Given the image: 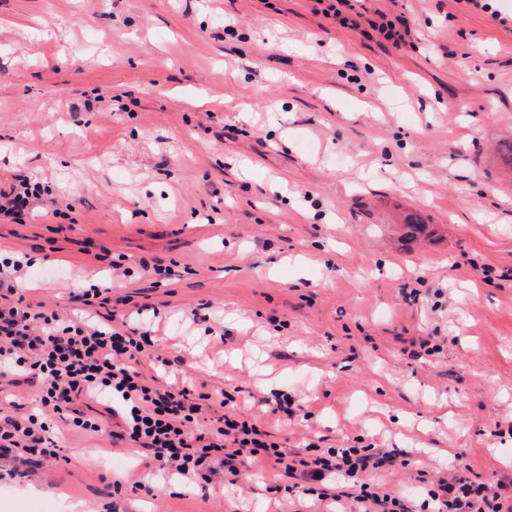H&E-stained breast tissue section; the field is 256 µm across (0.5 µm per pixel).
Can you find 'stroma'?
<instances>
[{
	"label": "stroma",
	"mask_w": 512,
	"mask_h": 512,
	"mask_svg": "<svg viewBox=\"0 0 512 512\" xmlns=\"http://www.w3.org/2000/svg\"><path fill=\"white\" fill-rule=\"evenodd\" d=\"M367 6L411 17V44L316 0H0V183L42 189L0 254L31 257L18 293L64 317L101 277L107 312L155 332L142 365L284 447L358 439L424 470L448 448L512 478V0ZM410 212L429 241L402 239ZM417 336L439 353L411 357ZM59 441L44 465L0 458V512L293 508L270 469L184 483Z\"/></svg>",
	"instance_id": "1"
}]
</instances>
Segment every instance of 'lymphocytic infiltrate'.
<instances>
[{"label": "lymphocytic infiltrate", "instance_id": "f902f5d3", "mask_svg": "<svg viewBox=\"0 0 512 512\" xmlns=\"http://www.w3.org/2000/svg\"><path fill=\"white\" fill-rule=\"evenodd\" d=\"M325 16L341 26L367 28L393 46L408 43L412 29L406 17L358 11L355 0H328ZM20 261L0 259V379L36 385L38 409L32 413L0 412V457L25 464L58 456L57 421L108 437L111 443L135 445L158 471L193 480L218 473L240 476L243 469L268 466L279 476L321 482L328 475L347 478V492L331 493L338 512H413L400 495L380 491L374 476L381 469L408 468L397 450L371 446L289 450L253 421L225 413L208 417L205 395L182 386L162 384L135 363L146 352L147 332L119 323L61 318L10 302L22 276ZM111 401L121 423L112 430L85 418L80 406ZM208 429L195 433L200 417ZM465 459L433 480L435 512H512V480L479 481Z\"/></svg>", "mask_w": 512, "mask_h": 512}]
</instances>
